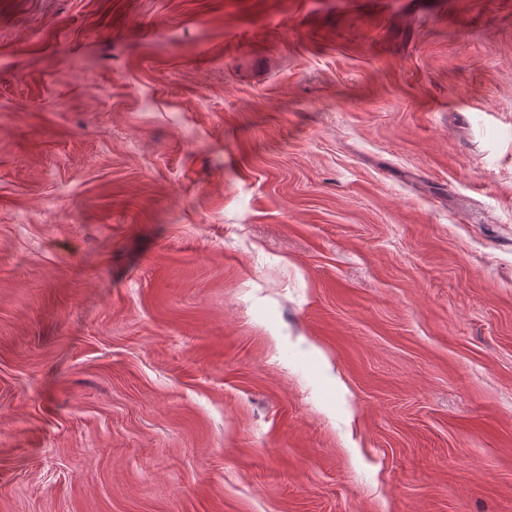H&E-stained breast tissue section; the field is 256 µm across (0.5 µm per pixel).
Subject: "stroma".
I'll use <instances>...</instances> for the list:
<instances>
[{
	"instance_id": "35a3bbf8",
	"label": "stroma",
	"mask_w": 512,
	"mask_h": 512,
	"mask_svg": "<svg viewBox=\"0 0 512 512\" xmlns=\"http://www.w3.org/2000/svg\"><path fill=\"white\" fill-rule=\"evenodd\" d=\"M0 512H512V0H0Z\"/></svg>"
}]
</instances>
